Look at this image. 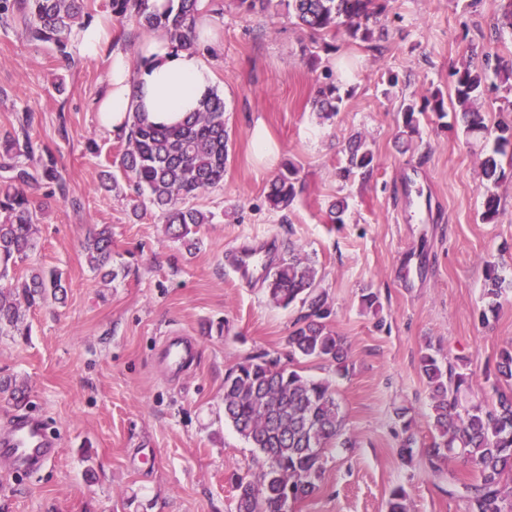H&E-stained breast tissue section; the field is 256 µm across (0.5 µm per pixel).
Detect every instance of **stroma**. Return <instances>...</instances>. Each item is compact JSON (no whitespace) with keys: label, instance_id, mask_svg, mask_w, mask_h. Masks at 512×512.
<instances>
[{"label":"stroma","instance_id":"1","mask_svg":"<svg viewBox=\"0 0 512 512\" xmlns=\"http://www.w3.org/2000/svg\"><path fill=\"white\" fill-rule=\"evenodd\" d=\"M224 36L203 50L223 97L228 161L223 183L191 204L212 214L197 250L166 236L161 211L134 207L115 162L121 149L94 110L107 58L27 41L18 24H0V137L32 111L31 135L50 148L69 190L45 182L27 194L41 210L37 248L16 276L59 269L64 302L27 311L28 337L0 336V376L28 389L17 408L0 401V433L22 415L39 418L59 440L57 455L26 477L0 458V512H235L231 473L259 476L258 453L224 421V375L267 352L287 359L299 307L283 308L262 280L241 286L232 248L272 240L274 259L289 249L308 257L333 314L329 327L348 346L350 372L300 360L303 373L332 381L351 445L324 455L320 491L293 512H386L404 486L408 512H465L441 492L422 459L404 464L400 410H408L417 447L432 441L431 399L419 373L426 345L446 359L466 358L480 395L487 373L512 344V157L505 177L482 172L492 141L469 140L455 115L420 117V135L399 137L400 105L418 92L453 97L451 74L471 57L512 64V34L492 36L504 0H390L380 50L340 34L324 41L292 24L283 0L249 14L238 0H210ZM340 77V112L326 120L311 100L325 72ZM399 76L389 86L388 74ZM263 129L273 160L253 147ZM375 159L370 174L345 182L336 170L351 137ZM300 192L285 211L265 196L286 163ZM114 176L118 189L106 188ZM500 199L495 222L481 219L487 194ZM345 199L344 221L327 208ZM112 229L116 279L92 270L83 250L91 227ZM507 288L496 318L481 324L485 261ZM380 295L379 312L361 304ZM197 341L196 362L178 382L155 359L163 336Z\"/></svg>","mask_w":512,"mask_h":512}]
</instances>
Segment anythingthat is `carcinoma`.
Listing matches in <instances>:
<instances>
[{"label": "carcinoma", "instance_id": "cac0c4a2", "mask_svg": "<svg viewBox=\"0 0 512 512\" xmlns=\"http://www.w3.org/2000/svg\"><path fill=\"white\" fill-rule=\"evenodd\" d=\"M149 0H112V15L119 21L133 20L147 30L163 28L177 47L192 42L193 24L200 0H177L176 8L163 14L149 10ZM388 0H288V17L319 37L344 32L363 43L376 41L375 26L381 21ZM87 0H0V20L18 13L24 32L32 41L56 46L66 54L67 40L74 27L84 25ZM458 115L467 136H495V153L504 155L512 146V126L500 124L492 131L476 102L485 95L487 73L467 65L453 71ZM343 97L334 83L318 86L313 105L325 119L340 110ZM433 112L442 119L447 107L439 90L417 101L403 99L400 112L404 133L420 135L418 114ZM224 98L217 93L174 126H157L143 114L128 115L125 130L117 134L122 151L119 167L134 183L138 194L165 214L166 230L187 246L211 216L187 206L198 194L224 182L228 159L229 132L224 119ZM32 114L20 120L22 136L0 140V335L27 336L26 312L48 300L62 302L66 287L58 271L36 269L23 280L10 275L17 261L35 250L37 210L25 188L41 179L53 184L67 197L64 178L51 152L34 142L28 128ZM374 155L366 141L349 140L347 158L338 176L348 180L370 173ZM486 180L498 183L505 172L498 160L483 162ZM298 169L292 163L270 184L267 201L274 210H287L298 194ZM85 250L92 268L112 265V231L104 225L89 231ZM267 293L276 305L305 309L288 336L290 355L331 362L342 376L349 373L348 349L329 327L331 309L318 289L317 271L307 259L295 254L281 259L266 277ZM505 278L492 262L484 264V306L481 323L498 313ZM419 371L431 394L434 429L431 444L420 450L407 436L397 449L401 461L410 464L421 456L430 475L448 478L450 497L466 502L467 512H512V390L495 389L496 400H470L473 376L464 359L446 365L432 348L421 354ZM495 377L512 382V347L499 352ZM0 395L16 406L25 403L24 387L13 379L0 380ZM224 421L256 449L261 474L254 480L238 473L230 477L235 492L236 512H290L292 505L319 490L324 474V452L345 445L344 420L336 401L335 388L326 379H312L269 355L248 359L224 376ZM459 456L471 463L472 476L452 471L442 463ZM386 512H406L404 487H394Z\"/></svg>", "mask_w": 512, "mask_h": 512}]
</instances>
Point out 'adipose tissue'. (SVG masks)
<instances>
[{
  "mask_svg": "<svg viewBox=\"0 0 512 512\" xmlns=\"http://www.w3.org/2000/svg\"><path fill=\"white\" fill-rule=\"evenodd\" d=\"M219 38V26L203 2L194 46L174 47L164 30L155 29L142 40L139 66H132L124 53L111 51V69L96 107L100 126L121 132L134 110L152 123L172 125L198 110L215 86L214 73L198 46L218 43Z\"/></svg>",
  "mask_w": 512,
  "mask_h": 512,
  "instance_id": "adipose-tissue-1",
  "label": "adipose tissue"
}]
</instances>
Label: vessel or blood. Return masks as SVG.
<instances>
[{"mask_svg": "<svg viewBox=\"0 0 512 512\" xmlns=\"http://www.w3.org/2000/svg\"><path fill=\"white\" fill-rule=\"evenodd\" d=\"M271 241L237 248L233 271L237 278L247 282L260 277L266 268L264 252L271 249ZM159 353L170 376L178 377L187 371L196 359V344L189 336H170L162 343ZM58 441L39 421L27 416L18 418L7 434L0 436V457L10 461L14 471L33 473L53 457Z\"/></svg>", "mask_w": 512, "mask_h": 512, "instance_id": "obj_1", "label": "vessel or blood"}]
</instances>
